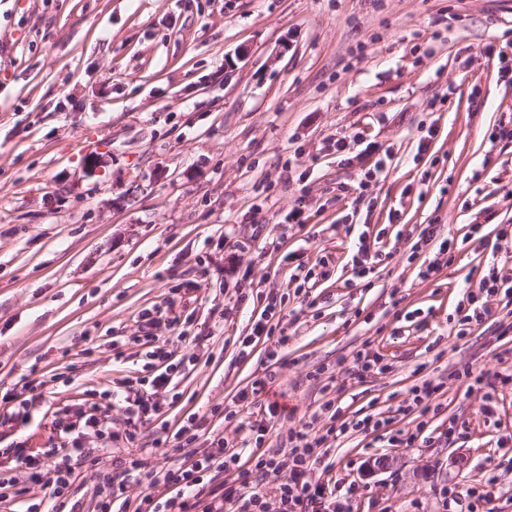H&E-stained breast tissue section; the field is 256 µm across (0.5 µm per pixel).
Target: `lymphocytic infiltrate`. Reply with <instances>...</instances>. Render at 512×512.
<instances>
[{
    "mask_svg": "<svg viewBox=\"0 0 512 512\" xmlns=\"http://www.w3.org/2000/svg\"><path fill=\"white\" fill-rule=\"evenodd\" d=\"M495 239L494 256L478 284L463 285L458 292L455 313L460 326L479 325L492 317L491 297L512 301V260L499 256L502 243H512V224L497 225ZM354 247L352 276L364 281L372 280L381 265L395 257L394 252L382 249L379 235L366 229L358 233ZM256 300L263 303L264 309L251 322L249 334L240 342L241 348L252 347L264 338L275 339L279 349L287 348L288 330L275 320L285 307L283 297L260 289ZM267 358L269 363L261 376L235 397L236 402L247 401L256 408L258 418L251 422L250 429L260 443L271 424L284 419L286 412L284 406L265 398L277 378L272 367L278 358L277 351L268 353ZM184 369L183 360L174 359L171 351L153 347L144 354L141 374L128 377L122 389L105 392L101 402L92 404L89 411L78 412L75 420L60 425L61 443L51 453L33 451L23 440L0 448L1 459L27 471L44 491L42 503L29 505L26 512H42L46 505L52 512H84L82 502L72 501L69 490L76 480L73 461L81 456L78 437L89 428L128 450L126 456L113 458L112 468L107 472L98 471L97 460L88 461L87 468L95 478L91 512H353L358 493L355 485L333 477L314 480L309 476L312 467L321 463L328 443L352 431L375 442L389 436L409 447L418 439L414 432L391 431V417L376 412L343 420L341 407L328 400L309 418L299 419L297 425L289 428L275 450L245 459L234 445L217 436L211 441L210 451L199 455L192 446L203 419L192 414L173 436L150 439L155 448L175 443L184 451L182 461L161 469L147 468L144 460L134 454L146 439L139 425L154 409L152 396L169 387ZM450 376L461 382L465 392L483 390L484 413L490 417L495 413L499 390L512 384V363L503 357L495 370H476L467 365L452 370ZM116 401L127 414L126 427L121 431L113 430L109 423ZM273 473L281 474L282 479L271 495L265 489V481ZM134 483L142 487L135 497L130 494Z\"/></svg>",
    "mask_w": 512,
    "mask_h": 512,
    "instance_id": "lymphocytic-infiltrate-1",
    "label": "lymphocytic infiltrate"
}]
</instances>
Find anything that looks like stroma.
Masks as SVG:
<instances>
[{"label": "stroma", "mask_w": 512, "mask_h": 512, "mask_svg": "<svg viewBox=\"0 0 512 512\" xmlns=\"http://www.w3.org/2000/svg\"><path fill=\"white\" fill-rule=\"evenodd\" d=\"M509 41L512 0H0V386L42 392L27 425L0 419V448L45 446L54 422L133 375L134 336L196 358L158 393L145 434L196 413L207 417L197 449L217 435L240 444L250 409L227 419L213 408L275 349L263 340L238 356L253 309L238 298L245 276L286 297L293 339L274 389L294 418L327 398L316 369L365 344L392 368L346 386L345 416L401 404L421 363L447 376L439 415L394 423L420 430L421 444L370 448L355 433L330 453L334 474L359 488L353 512H443L441 488L488 475L496 512H512V444H497L512 431V389L492 424L481 392L448 377L497 365L493 329L460 335L454 312L491 251L462 250L428 280L418 270L432 249L407 258L422 224L458 240L472 224H512V140H488L512 123V82L485 52ZM357 136L395 153L373 204L339 195L373 162L342 164L334 140ZM295 208L306 224L285 223ZM349 213L385 229L398 254L368 288L350 281ZM322 257L333 276L311 308L290 277ZM171 296L199 344L143 318ZM115 336L128 342L120 362ZM453 416L470 430L449 442Z\"/></svg>", "instance_id": "stroma-1"}]
</instances>
